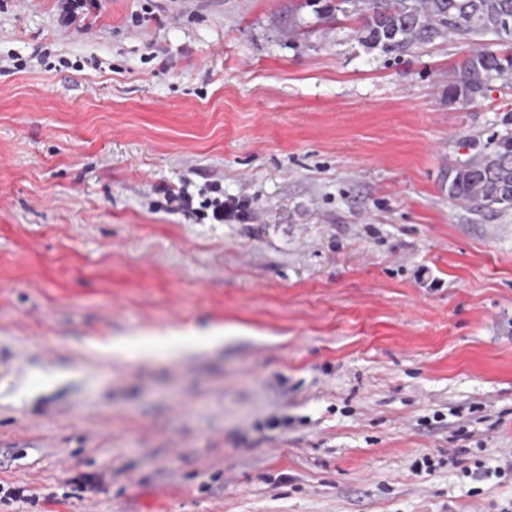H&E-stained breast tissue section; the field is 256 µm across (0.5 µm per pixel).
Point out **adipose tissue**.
<instances>
[{
  "instance_id": "obj_1",
  "label": "adipose tissue",
  "mask_w": 512,
  "mask_h": 512,
  "mask_svg": "<svg viewBox=\"0 0 512 512\" xmlns=\"http://www.w3.org/2000/svg\"><path fill=\"white\" fill-rule=\"evenodd\" d=\"M224 339V329L220 326H208L164 335L121 336L91 344V351L99 356L117 360L131 353L150 356L156 349H163L167 354L178 356L202 345H215Z\"/></svg>"
}]
</instances>
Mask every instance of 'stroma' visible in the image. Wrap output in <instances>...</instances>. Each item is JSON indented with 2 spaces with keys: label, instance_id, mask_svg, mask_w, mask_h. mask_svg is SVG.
<instances>
[{
  "label": "stroma",
  "instance_id": "stroma-1",
  "mask_svg": "<svg viewBox=\"0 0 512 512\" xmlns=\"http://www.w3.org/2000/svg\"><path fill=\"white\" fill-rule=\"evenodd\" d=\"M301 2L0 0V512L512 505L462 473L512 459V211L448 197L512 86L449 103L465 46L389 64ZM213 183L255 216L167 199ZM60 9L59 20L64 24L73 23L78 16L87 15L101 7L99 0H57ZM224 340L223 326H208L165 335L109 337L99 343H91L90 350L97 356L118 360L128 357L132 352L141 356H150L161 348L171 356H178L201 345H215Z\"/></svg>",
  "mask_w": 512,
  "mask_h": 512
}]
</instances>
